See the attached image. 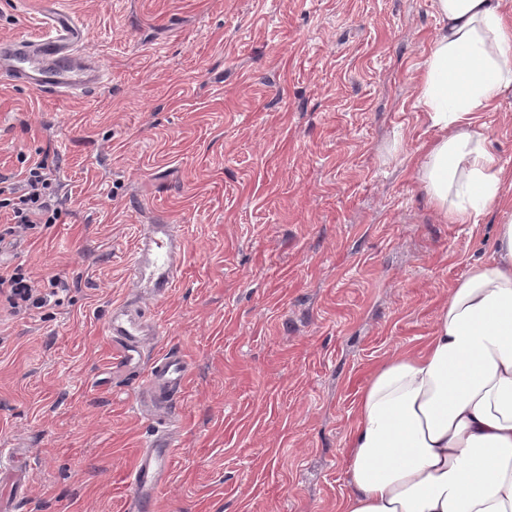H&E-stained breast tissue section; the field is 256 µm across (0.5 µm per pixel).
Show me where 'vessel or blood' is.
I'll return each instance as SVG.
<instances>
[{
    "label": "vessel or blood",
    "mask_w": 512,
    "mask_h": 512,
    "mask_svg": "<svg viewBox=\"0 0 512 512\" xmlns=\"http://www.w3.org/2000/svg\"><path fill=\"white\" fill-rule=\"evenodd\" d=\"M80 40L77 24L61 16L51 17L48 32L40 39L0 41V74L40 94L72 98L88 93L101 84L105 71L97 61L79 55ZM181 251L182 242L172 225H144L129 266L132 285L164 296L179 277ZM108 332L121 364L139 373V413L152 417L167 413L183 394L190 377L185 356L171 349L144 360L141 341L147 336H161L163 327L126 303L113 307ZM173 448L174 438L166 433L142 444L128 473L129 512H153L167 479Z\"/></svg>",
    "instance_id": "1"
}]
</instances>
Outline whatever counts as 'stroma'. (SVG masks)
<instances>
[{
  "instance_id": "stroma-1",
  "label": "stroma",
  "mask_w": 512,
  "mask_h": 512,
  "mask_svg": "<svg viewBox=\"0 0 512 512\" xmlns=\"http://www.w3.org/2000/svg\"><path fill=\"white\" fill-rule=\"evenodd\" d=\"M75 20L106 73L77 99L0 80V173L46 158L57 223L0 260L48 306H0V448L29 460L25 512H127L140 443L172 430L155 512H336L371 371L430 335L489 260L492 209L447 220L418 169L434 0H0V41ZM512 171V90L474 113ZM180 226L182 274L143 297L146 356L192 371L179 416L144 419L108 335L141 225Z\"/></svg>"
}]
</instances>
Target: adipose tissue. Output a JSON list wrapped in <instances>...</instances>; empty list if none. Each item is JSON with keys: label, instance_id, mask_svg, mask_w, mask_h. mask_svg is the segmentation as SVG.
Here are the masks:
<instances>
[{"label": "adipose tissue", "instance_id": "ef3b65f1", "mask_svg": "<svg viewBox=\"0 0 512 512\" xmlns=\"http://www.w3.org/2000/svg\"><path fill=\"white\" fill-rule=\"evenodd\" d=\"M439 30L416 102L439 131L419 169L446 216L474 224L512 205L472 123L512 89L501 0H434ZM337 512H512V224L450 288L431 336L376 368L348 434Z\"/></svg>", "mask_w": 512, "mask_h": 512}]
</instances>
